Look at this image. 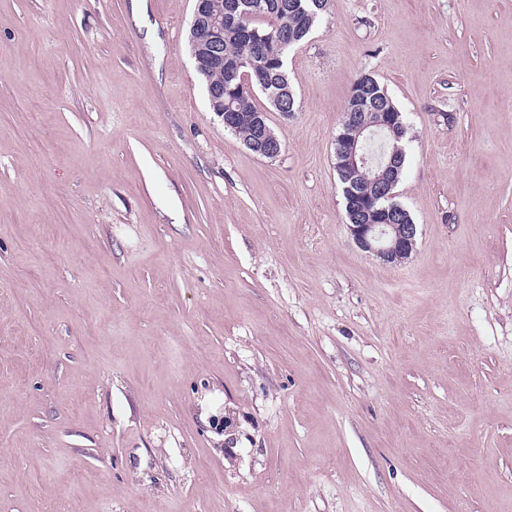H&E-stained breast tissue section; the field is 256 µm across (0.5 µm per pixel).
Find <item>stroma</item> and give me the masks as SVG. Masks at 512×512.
Instances as JSON below:
<instances>
[{"label":"stroma","mask_w":512,"mask_h":512,"mask_svg":"<svg viewBox=\"0 0 512 512\" xmlns=\"http://www.w3.org/2000/svg\"><path fill=\"white\" fill-rule=\"evenodd\" d=\"M195 0H0V512H512V0H328L280 155ZM416 250L358 249L355 80ZM372 77V76H371ZM375 81L374 99L386 105L389 112L362 111L370 103L368 87L366 82L361 83V89L357 95L347 101L343 120L341 122V133L336 138V157L338 165L351 172L370 169L371 162L367 154V144L373 136L381 135L384 140V161L378 164V173L371 180L368 187L359 191L361 185L367 180L361 174L350 176L336 168L338 180L342 186L345 200V213L348 223L347 228L350 236L359 249L367 252L383 263L398 264L408 259L416 247L418 229L416 224H411L412 218L409 212L397 203L394 199H380L376 207L390 209L392 206H400L403 223L400 224V216L393 210L370 211V216L365 204L373 196H393L390 193L397 180L394 173L400 158L404 154V147L401 139V112L394 105L391 98L384 91L381 84ZM363 115L365 117L364 121ZM360 127L357 134L353 133V126ZM406 154L400 160L399 177H402ZM354 192L355 196H354ZM354 196L350 209L356 212L355 223L353 215L348 209V201ZM366 214V216H365Z\"/></svg>","instance_id":"1"}]
</instances>
